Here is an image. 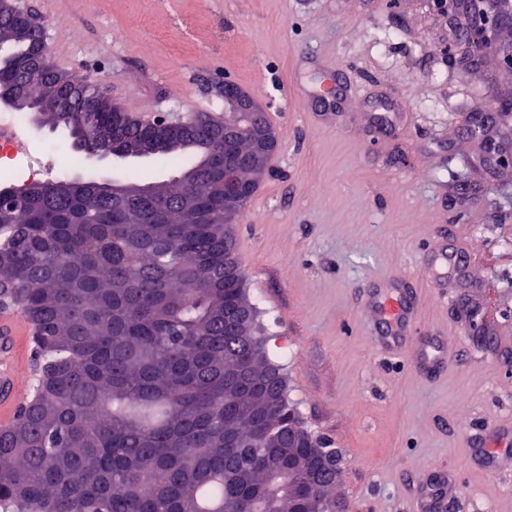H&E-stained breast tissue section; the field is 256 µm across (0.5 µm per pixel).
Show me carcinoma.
<instances>
[{
	"instance_id": "1",
	"label": "carcinoma",
	"mask_w": 512,
	"mask_h": 512,
	"mask_svg": "<svg viewBox=\"0 0 512 512\" xmlns=\"http://www.w3.org/2000/svg\"><path fill=\"white\" fill-rule=\"evenodd\" d=\"M5 56L26 40L0 24ZM24 87L43 122L65 127L51 78L0 61V90ZM106 114L78 132L83 148ZM168 131H131L117 151L183 148ZM198 186L162 181L149 195L114 196L95 181L48 190L0 188L18 200L0 215V281L34 327L45 364L22 414L0 430V512H336V474L311 497L288 498V457L316 449L281 439L299 423L288 401L249 389L278 367L249 301L234 238L200 149ZM252 315L249 336L224 323V303Z\"/></svg>"
}]
</instances>
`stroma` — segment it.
<instances>
[{"mask_svg":"<svg viewBox=\"0 0 512 512\" xmlns=\"http://www.w3.org/2000/svg\"><path fill=\"white\" fill-rule=\"evenodd\" d=\"M12 2L43 18L54 64L102 81L126 111L220 113L228 80L265 105L279 147L262 201H249L233 232L288 397L340 457L345 512H406L410 483L430 467L456 471L460 488L437 512H512V446L496 449L490 473L467 465L465 440L512 415V345L480 313L491 300L512 322V163L485 148L512 143V112L468 127L512 97L499 56L512 29H495V51L462 67L435 0ZM339 67L346 121L331 127L314 119V93ZM415 84L411 124L373 134L369 115ZM194 162L78 155L66 177L162 181ZM452 235L483 264L449 299L421 263ZM399 268L418 280L422 326L445 330L452 359L429 377L374 350L361 319V289ZM460 313L463 335L453 332Z\"/></svg>","mask_w":512,"mask_h":512,"instance_id":"1","label":"stroma"}]
</instances>
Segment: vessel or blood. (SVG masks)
Masks as SVG:
<instances>
[{"label":"vessel or blood","instance_id":"obj_1","mask_svg":"<svg viewBox=\"0 0 512 512\" xmlns=\"http://www.w3.org/2000/svg\"><path fill=\"white\" fill-rule=\"evenodd\" d=\"M479 257L468 244L451 240L433 257L434 279L442 276L458 279L479 265ZM414 278L407 272L394 273L384 287L367 292L362 303L366 312L371 343L376 350L405 356L416 368L444 367L448 348L440 334L420 330L421 292L413 286ZM33 331L29 319L20 311L0 313V430L11 422L12 408L29 397L30 385L23 371L26 338ZM512 437V418L499 420L471 438L472 444L492 448ZM421 493L413 501L412 512H433L435 506L456 493L455 481L422 480Z\"/></svg>","mask_w":512,"mask_h":512}]
</instances>
